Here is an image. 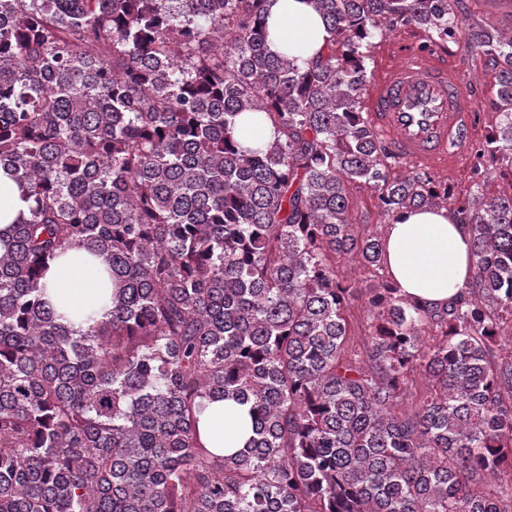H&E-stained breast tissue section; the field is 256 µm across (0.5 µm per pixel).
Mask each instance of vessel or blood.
Here are the masks:
<instances>
[{
  "instance_id": "obj_1",
  "label": "vessel or blood",
  "mask_w": 512,
  "mask_h": 512,
  "mask_svg": "<svg viewBox=\"0 0 512 512\" xmlns=\"http://www.w3.org/2000/svg\"><path fill=\"white\" fill-rule=\"evenodd\" d=\"M367 116L386 152L443 169L474 134L470 95L446 52L416 46L379 71L366 90Z\"/></svg>"
}]
</instances>
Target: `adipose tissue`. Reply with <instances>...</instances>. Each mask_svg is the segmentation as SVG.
<instances>
[{
	"instance_id": "obj_1",
	"label": "adipose tissue",
	"mask_w": 512,
	"mask_h": 512,
	"mask_svg": "<svg viewBox=\"0 0 512 512\" xmlns=\"http://www.w3.org/2000/svg\"><path fill=\"white\" fill-rule=\"evenodd\" d=\"M268 30L272 47L288 51L300 64L316 59L329 34L309 0H274ZM385 267L402 294L426 306H441L464 291L473 277L471 238L466 224L448 208L405 211L385 229ZM91 276L74 252L49 263L43 283L51 301L69 299L81 305ZM248 406L216 401L202 418V429L214 434L224 425V450L243 447L249 436Z\"/></svg>"
}]
</instances>
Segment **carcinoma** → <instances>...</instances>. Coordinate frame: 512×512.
<instances>
[{
	"mask_svg": "<svg viewBox=\"0 0 512 512\" xmlns=\"http://www.w3.org/2000/svg\"><path fill=\"white\" fill-rule=\"evenodd\" d=\"M272 3L0 0V170L31 200L0 238V512H512V194L395 173L362 101L399 26L492 57L478 184L512 167V36L453 0H310L331 39L301 66ZM357 181L390 221L455 205L474 269L439 309L368 289L359 355L334 258L385 252L350 223ZM70 248L111 283L78 330L40 284ZM215 400L250 405L234 453L200 438Z\"/></svg>",
	"mask_w": 512,
	"mask_h": 512,
	"instance_id": "obj_1",
	"label": "carcinoma"
}]
</instances>
